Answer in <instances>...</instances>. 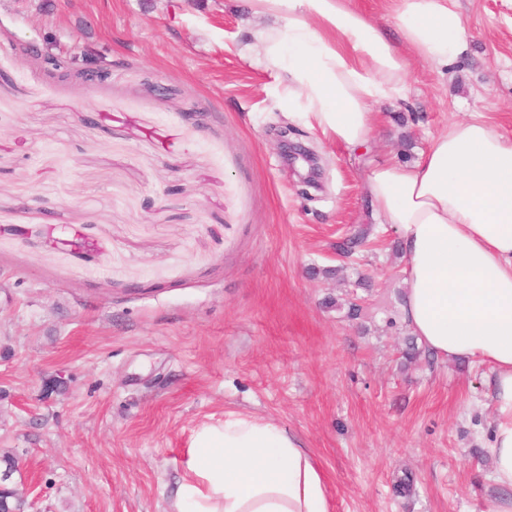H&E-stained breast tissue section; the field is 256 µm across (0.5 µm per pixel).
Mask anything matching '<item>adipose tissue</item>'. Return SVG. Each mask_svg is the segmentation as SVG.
Instances as JSON below:
<instances>
[{"label": "adipose tissue", "instance_id": "1", "mask_svg": "<svg viewBox=\"0 0 512 512\" xmlns=\"http://www.w3.org/2000/svg\"><path fill=\"white\" fill-rule=\"evenodd\" d=\"M275 22L250 28L246 52L282 78L289 119L359 153L373 103L405 97L408 56L445 66L466 28L448 0H395L386 30L351 0H249ZM364 194L403 257L402 319L437 357L487 366L496 418L489 445L512 512V138L472 118L430 137L417 161L369 166ZM175 512H330L322 472L279 423L245 414L197 426Z\"/></svg>", "mask_w": 512, "mask_h": 512}]
</instances>
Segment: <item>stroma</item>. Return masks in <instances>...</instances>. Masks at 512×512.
Segmentation results:
<instances>
[{"instance_id": "1", "label": "stroma", "mask_w": 512, "mask_h": 512, "mask_svg": "<svg viewBox=\"0 0 512 512\" xmlns=\"http://www.w3.org/2000/svg\"><path fill=\"white\" fill-rule=\"evenodd\" d=\"M452 2L466 52L409 58L353 154L289 122L242 51L248 0H0V456L23 512H174L193 429L229 412L297 434L330 512H492L488 371L405 361L397 235L362 188L452 121L512 137V0Z\"/></svg>"}]
</instances>
